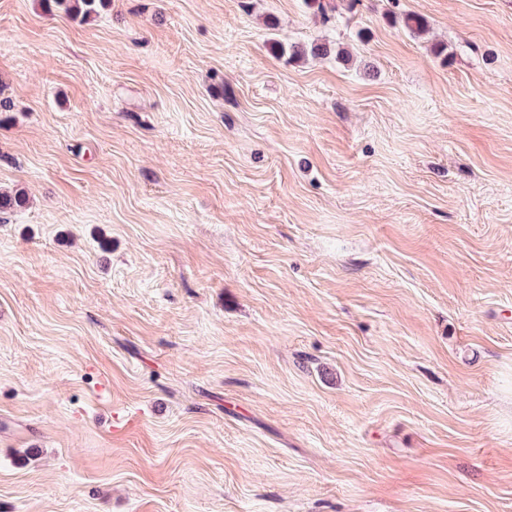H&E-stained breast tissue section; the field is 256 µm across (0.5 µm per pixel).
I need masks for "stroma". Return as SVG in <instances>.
Returning a JSON list of instances; mask_svg holds the SVG:
<instances>
[{"label":"stroma","instance_id":"stroma-1","mask_svg":"<svg viewBox=\"0 0 512 512\" xmlns=\"http://www.w3.org/2000/svg\"><path fill=\"white\" fill-rule=\"evenodd\" d=\"M332 3L0 0V512H512V0ZM58 7H63L65 12L72 15L75 19L80 18V21L87 20L92 16L99 14L100 9L106 6L107 0H45Z\"/></svg>","mask_w":512,"mask_h":512}]
</instances>
